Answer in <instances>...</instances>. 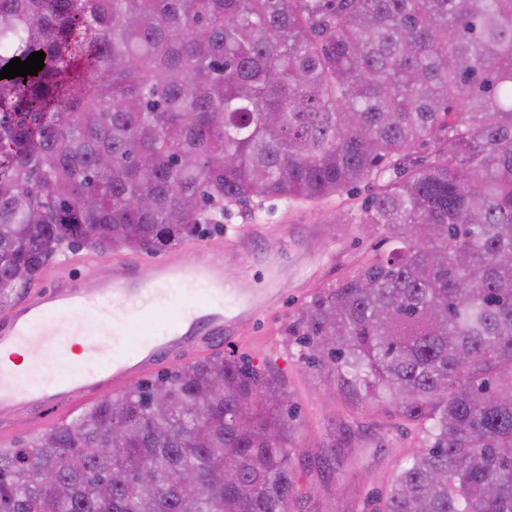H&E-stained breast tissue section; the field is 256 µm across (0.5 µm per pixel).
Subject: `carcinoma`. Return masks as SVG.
I'll return each instance as SVG.
<instances>
[{
    "label": "carcinoma",
    "mask_w": 512,
    "mask_h": 512,
    "mask_svg": "<svg viewBox=\"0 0 512 512\" xmlns=\"http://www.w3.org/2000/svg\"><path fill=\"white\" fill-rule=\"evenodd\" d=\"M36 51L0 80V311L59 254L367 183L392 248L300 358L424 430L379 512H512V0H0V69ZM281 392L231 355L139 382L0 448V512H289Z\"/></svg>",
    "instance_id": "cac0c4a2"
}]
</instances>
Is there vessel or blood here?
<instances>
[{"instance_id": "vessel-or-blood-1", "label": "vessel or blood", "mask_w": 512, "mask_h": 512, "mask_svg": "<svg viewBox=\"0 0 512 512\" xmlns=\"http://www.w3.org/2000/svg\"><path fill=\"white\" fill-rule=\"evenodd\" d=\"M260 238L267 247L258 254L254 245ZM213 249L244 264L263 266L272 278L282 260L279 234L255 224L212 244L196 246L193 260L187 258L183 245L149 257L151 273L146 277L140 264L118 259L104 269L91 256L67 257L48 270V288L31 289L0 320V411L10 415L0 425V434L42 422L49 410L65 418L98 393L153 371L166 356L204 351L217 341L231 342L250 332L278 303L280 292L272 287L255 288L246 278L237 283L225 281L223 265L208 258ZM77 266L87 270L88 282L71 278ZM178 294L193 296V303L174 307L170 321L147 327L137 344L129 345L125 297L137 296L140 314L146 317L171 305ZM77 314L96 324L97 335L109 338L107 349L64 379L20 368L21 350L32 345L67 359L81 337L72 326Z\"/></svg>"}]
</instances>
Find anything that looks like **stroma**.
<instances>
[{"label":"stroma","mask_w":512,"mask_h":512,"mask_svg":"<svg viewBox=\"0 0 512 512\" xmlns=\"http://www.w3.org/2000/svg\"><path fill=\"white\" fill-rule=\"evenodd\" d=\"M359 185L336 203V221L322 223L320 241L334 253L333 267H320L303 246V231L283 238L279 288L283 299L253 333L237 341L235 355L266 368L285 389L295 418L291 425L292 477L296 495L290 512H370L367 502L385 496L414 450L424 447L423 431L382 402L362 403L336 390L324 371L299 361L289 333L302 305L318 290L352 274L383 249V232L362 224L360 205L369 196ZM285 202L269 199L229 206L228 224L278 225Z\"/></svg>","instance_id":"obj_1"}]
</instances>
